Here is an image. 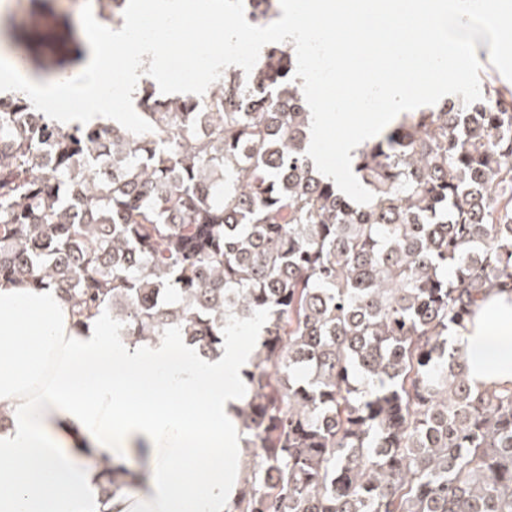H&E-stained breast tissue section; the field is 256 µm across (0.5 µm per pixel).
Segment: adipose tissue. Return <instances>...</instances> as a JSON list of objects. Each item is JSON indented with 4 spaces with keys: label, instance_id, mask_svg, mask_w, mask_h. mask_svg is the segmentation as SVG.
Returning a JSON list of instances; mask_svg holds the SVG:
<instances>
[{
    "label": "adipose tissue",
    "instance_id": "adipose-tissue-1",
    "mask_svg": "<svg viewBox=\"0 0 512 512\" xmlns=\"http://www.w3.org/2000/svg\"><path fill=\"white\" fill-rule=\"evenodd\" d=\"M476 391L512 386V285L453 333ZM246 342L200 357L78 324L53 290L0 279V512H227L244 484L232 379Z\"/></svg>",
    "mask_w": 512,
    "mask_h": 512
}]
</instances>
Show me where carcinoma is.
I'll use <instances>...</instances> for the list:
<instances>
[{
  "mask_svg": "<svg viewBox=\"0 0 512 512\" xmlns=\"http://www.w3.org/2000/svg\"><path fill=\"white\" fill-rule=\"evenodd\" d=\"M295 68L273 43L201 102L146 83L139 135L1 97L0 278L107 304L133 345L254 329L228 512H512V387L475 391L448 343L512 284V89L399 114L359 205L306 156Z\"/></svg>",
  "mask_w": 512,
  "mask_h": 512,
  "instance_id": "1",
  "label": "carcinoma"
}]
</instances>
